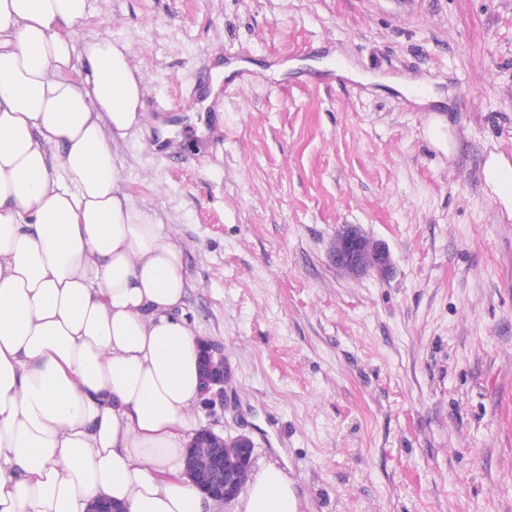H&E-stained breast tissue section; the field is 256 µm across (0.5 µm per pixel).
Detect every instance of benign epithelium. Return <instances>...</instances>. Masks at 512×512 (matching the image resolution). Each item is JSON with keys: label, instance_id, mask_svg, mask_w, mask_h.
<instances>
[{"label": "benign epithelium", "instance_id": "1", "mask_svg": "<svg viewBox=\"0 0 512 512\" xmlns=\"http://www.w3.org/2000/svg\"><path fill=\"white\" fill-rule=\"evenodd\" d=\"M336 268L358 276L370 268L383 272L389 266L385 247L373 242L359 228L346 226L331 246ZM199 365L201 403H224L229 378L224 351L205 340ZM254 443L246 434L224 437L209 428L199 430L190 441L186 456L188 477L206 495L226 505L241 494L251 475Z\"/></svg>", "mask_w": 512, "mask_h": 512}]
</instances>
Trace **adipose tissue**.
<instances>
[{"instance_id": "obj_1", "label": "adipose tissue", "mask_w": 512, "mask_h": 512, "mask_svg": "<svg viewBox=\"0 0 512 512\" xmlns=\"http://www.w3.org/2000/svg\"><path fill=\"white\" fill-rule=\"evenodd\" d=\"M89 0H0V512H212L186 474L199 336L183 246L121 188L140 122L128 44L72 34ZM482 177L512 217V160ZM262 467L240 512H299Z\"/></svg>"}]
</instances>
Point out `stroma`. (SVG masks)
<instances>
[{
	"label": "stroma",
	"instance_id": "obj_1",
	"mask_svg": "<svg viewBox=\"0 0 512 512\" xmlns=\"http://www.w3.org/2000/svg\"><path fill=\"white\" fill-rule=\"evenodd\" d=\"M99 35L146 88L122 188L185 246V315L231 373L201 427L249 434L300 512H512V219L481 177L512 159V0H91ZM219 60L250 81L200 82ZM211 84L204 140L179 106ZM345 225L387 276L336 269Z\"/></svg>",
	"mask_w": 512,
	"mask_h": 512
}]
</instances>
